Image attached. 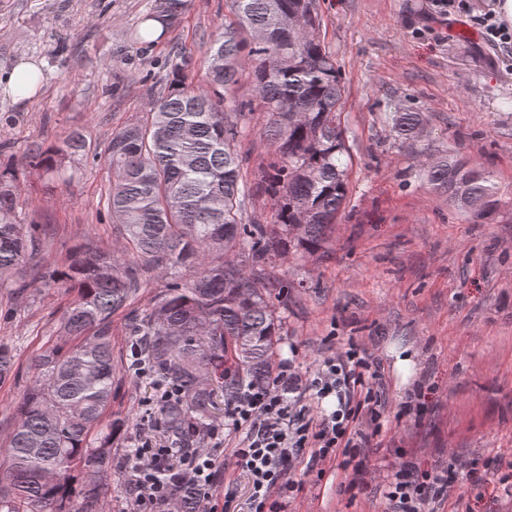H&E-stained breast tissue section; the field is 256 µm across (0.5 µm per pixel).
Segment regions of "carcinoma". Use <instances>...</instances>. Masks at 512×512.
<instances>
[{
	"label": "carcinoma",
	"mask_w": 512,
	"mask_h": 512,
	"mask_svg": "<svg viewBox=\"0 0 512 512\" xmlns=\"http://www.w3.org/2000/svg\"><path fill=\"white\" fill-rule=\"evenodd\" d=\"M234 18L206 42L205 83H186L192 57L176 51L170 82L146 117L112 133L105 162L112 170L108 211L121 255L81 251L61 274L77 297L60 330L76 343L52 345L32 367L30 389L6 428L8 465L0 474V512H106L112 440L120 424L112 402V318L126 321L142 359L180 395L162 407L169 438L190 439L187 425H207L215 389L224 400L269 378L278 324L270 281L276 261L292 251H320L347 195V164L337 111L345 92L336 62L315 34V0H232ZM186 0H158L144 20H177ZM253 57L261 136L279 160L243 180L238 150L245 105L224 97L238 82L243 51ZM402 139L421 142L419 112H396ZM91 144L72 132L63 146L28 152L40 175L63 177L62 160ZM428 181L471 221L496 214L501 199L490 172L444 154L428 165ZM17 178L0 168V277L41 252L45 234L20 224ZM265 196L276 223L246 220V202ZM195 269L182 283L181 273ZM159 270L166 288L141 309L143 277ZM15 367L0 342V381Z\"/></svg>",
	"instance_id": "cac0c4a2"
}]
</instances>
